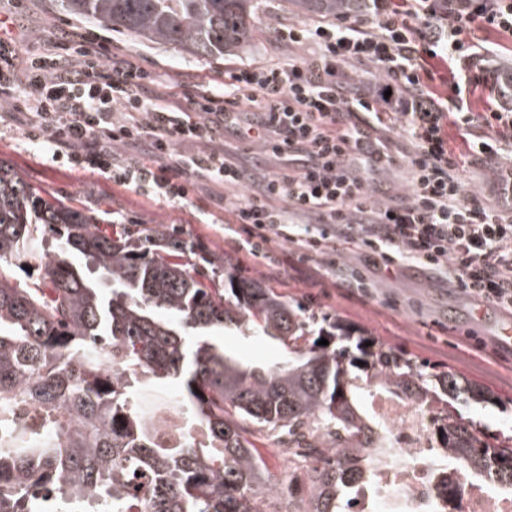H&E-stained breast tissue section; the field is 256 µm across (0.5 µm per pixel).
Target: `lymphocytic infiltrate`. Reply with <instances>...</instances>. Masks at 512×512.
<instances>
[{
	"mask_svg": "<svg viewBox=\"0 0 512 512\" xmlns=\"http://www.w3.org/2000/svg\"><path fill=\"white\" fill-rule=\"evenodd\" d=\"M367 5L278 28L276 38L302 55L232 69L221 87L188 97L93 33L25 57L0 39V100L28 88L27 137L72 165L169 201L210 189L224 201L225 234L251 255L276 237L293 244L298 262L332 270L337 246L350 244L385 272L420 265L512 312V176L502 203L466 192L445 137L450 122L480 127L469 149L494 163L512 148V107L477 115L467 95L475 34L511 35L512 0ZM434 57L454 63L444 98L428 87L425 61ZM390 129L409 144L404 157L381 138ZM224 132L252 138L274 169L247 166ZM396 164L407 173L403 193L377 199L374 175Z\"/></svg>",
	"mask_w": 512,
	"mask_h": 512,
	"instance_id": "obj_1",
	"label": "lymphocytic infiltrate"
}]
</instances>
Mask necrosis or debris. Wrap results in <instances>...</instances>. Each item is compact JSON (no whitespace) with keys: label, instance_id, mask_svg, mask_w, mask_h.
<instances>
[{"label":"necrosis or debris","instance_id":"1","mask_svg":"<svg viewBox=\"0 0 512 512\" xmlns=\"http://www.w3.org/2000/svg\"><path fill=\"white\" fill-rule=\"evenodd\" d=\"M369 404L389 432L393 453L388 465L377 469L375 480L357 490L356 501L373 505L374 512H450L452 504L443 499L442 489L456 480L463 487L467 512H512V496L471 483L453 465L437 464L425 410L375 390Z\"/></svg>","mask_w":512,"mask_h":512}]
</instances>
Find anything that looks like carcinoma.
Segmentation results:
<instances>
[{"label":"carcinoma","instance_id":"obj_1","mask_svg":"<svg viewBox=\"0 0 512 512\" xmlns=\"http://www.w3.org/2000/svg\"><path fill=\"white\" fill-rule=\"evenodd\" d=\"M263 2L58 0L76 20L202 60L245 47ZM293 2L323 16L365 8ZM42 231L48 260L29 249ZM186 255L166 225L107 231L0 161V431L14 444L0 447V512H43L50 497L97 498L98 512H262L268 471L249 424L288 428V445L313 458L309 512H348L387 447L363 411L359 361L377 387L433 410L447 459L512 492V444L485 443L448 401H480L482 388L449 372L432 380L362 339L353 353L336 344V332L347 335L338 322L314 326L301 305L232 271L216 288ZM32 265L40 280L24 288L13 268ZM226 329L275 340L286 355L246 364L212 340ZM169 380L200 438L162 439L130 401L135 387ZM16 406L44 412L42 430L17 426Z\"/></svg>","mask_w":512,"mask_h":512}]
</instances>
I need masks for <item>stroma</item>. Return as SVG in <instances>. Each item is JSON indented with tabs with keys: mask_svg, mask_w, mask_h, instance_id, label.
Here are the masks:
<instances>
[{
	"mask_svg": "<svg viewBox=\"0 0 512 512\" xmlns=\"http://www.w3.org/2000/svg\"><path fill=\"white\" fill-rule=\"evenodd\" d=\"M302 16L286 0H266L252 40L245 51L222 59L199 60L167 44L145 41L99 23L71 19L56 0H0V20L9 35L25 30L34 46L55 43L75 31H88L112 40L125 52L143 58L178 95L192 94L221 81L227 68L239 64H276L299 55V48L277 41L274 30L301 21ZM29 117L0 102V161L14 166L30 183L73 205L94 211L101 224L119 219L125 224L168 225L179 238L205 256L196 263L201 273H210V260L224 259L233 271L272 286L288 299L306 306L315 322L340 320L354 336H365L393 349L425 373L452 372L484 387L482 403H457L456 410L471 421L489 443L512 438V352L464 341L458 330L473 326L491 336L512 314L494 307H480L465 293L448 287L428 269L403 267L396 277L380 271L373 255L361 250L337 254L341 271L369 281V291L337 287L335 274L314 264H299L291 258L292 247L275 239L263 257L240 251L225 237L223 205L207 191L178 203L156 198L147 191L116 183L111 173L73 167L52 159L42 144L30 142L25 130ZM474 160L463 172L469 192L495 202L499 199V177L511 168ZM483 318H476V309ZM226 352L260 365L281 359L282 346L260 337H242L229 331L223 335ZM251 439L264 455L269 472L264 499L269 512L279 502L273 490L288 491L292 512L309 508L308 464L288 446L285 430L252 427Z\"/></svg>",
	"mask_w": 512,
	"mask_h": 512,
	"instance_id": "stroma-1",
	"label": "stroma"
}]
</instances>
